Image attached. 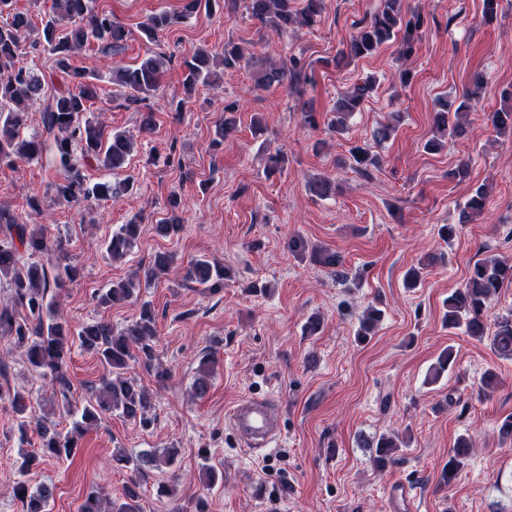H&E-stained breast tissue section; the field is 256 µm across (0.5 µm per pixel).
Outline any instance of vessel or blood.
Returning <instances> with one entry per match:
<instances>
[{
	"mask_svg": "<svg viewBox=\"0 0 512 512\" xmlns=\"http://www.w3.org/2000/svg\"><path fill=\"white\" fill-rule=\"evenodd\" d=\"M237 435L252 448L269 447L282 432L281 418L269 399L248 397L229 413Z\"/></svg>",
	"mask_w": 512,
	"mask_h": 512,
	"instance_id": "obj_1",
	"label": "vessel or blood"
}]
</instances>
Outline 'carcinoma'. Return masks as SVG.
<instances>
[{
  "instance_id": "1",
  "label": "carcinoma",
  "mask_w": 512,
  "mask_h": 512,
  "mask_svg": "<svg viewBox=\"0 0 512 512\" xmlns=\"http://www.w3.org/2000/svg\"><path fill=\"white\" fill-rule=\"evenodd\" d=\"M179 12L158 11L151 13L141 25L142 37L153 44L159 33L170 30L183 19L200 12L212 14L221 0H182ZM246 10L268 31L283 36L298 29L314 27L320 22L324 0H244ZM11 0H0V15L7 19L0 23V162L32 161L42 156L47 141L37 136L24 138L21 127L25 113L38 107L45 132L53 137L54 163L60 179L51 185V193L58 200L67 202L109 201L130 190L128 181L100 180L89 182L84 169L94 163L99 167L118 171L125 167L133 150V138L124 132L109 137L99 121L89 116L93 101L98 98L95 71L72 66L73 56L97 42L108 48H117L125 40L122 25L112 16L96 10V0H53L49 13L35 27L31 17L22 12H10ZM427 17L421 11L409 15L402 9V0H380L377 9L357 24L356 32L349 39L346 56L351 60L374 55L383 45L398 42L401 59L409 60L421 41ZM43 51L51 59L54 69L61 74L63 86L55 89L50 99H45V76L32 66L20 64L19 58L27 49ZM254 57L246 56L242 46L233 41L224 42L219 52L199 49L182 62L183 89L186 95L195 93L198 86H208L219 78L218 70L238 69L252 63ZM163 68V55L146 50L142 61L134 66L112 68V83L125 89V101L135 107L140 127L152 128L154 114L143 109V103L157 92ZM253 78L255 84L269 88L289 82L297 95L311 83L310 64L300 56L292 55L286 62L258 61ZM473 86L462 96L438 103L434 116V136L427 141L426 149L436 152L445 147L446 140L462 137L468 124L460 117L471 112L477 100L483 76H472ZM372 86L367 82L356 83L337 100L333 108L331 125L341 127L346 117L361 110ZM235 112L237 102H224V119L221 122L220 141L236 132ZM491 122L499 133L512 134V109H501L491 115ZM349 166L361 176H370L380 166L378 155L370 148L353 145L349 149ZM489 198L488 188L478 186L471 191L460 209L458 223L441 228V237L453 240L458 227L469 224L481 214ZM137 219L112 233L106 251L112 260L124 258L134 247L139 236ZM63 241L50 244L44 233L34 224H20L6 208L0 207V278L5 279L11 297L0 303V341L9 349L25 356L32 370L50 378L62 396L71 391V351L78 346L96 357L109 369L110 377L103 380L97 394L80 408L65 406V413L73 417L72 427L66 432L45 418L31 417V406L18 392H5L0 388V402H9L15 415L20 438L27 437L34 428L38 437L37 447L25 451L17 461V480L14 495L24 506V512H47L52 497L49 487H31L26 479L30 471L51 460L64 461L77 448V438L90 427L98 425L104 415L118 411L130 420L146 426L147 412L151 408L150 394L126 377L133 363L142 364L163 382L168 372L154 366V342L157 336L156 316L150 304L143 303L138 313L123 329L114 331L107 322L96 321L73 331L62 319L49 298L53 288H63L78 276L77 268L67 263ZM172 262L167 252L154 255L145 272L144 280L135 275L112 283L100 295V304L111 306L129 302L138 295L141 284L167 274ZM185 278L195 286L210 293L224 289L231 278L230 270L206 259L190 262ZM512 283V263L495 257L476 261L468 272L463 287L448 296L445 322L450 328L464 329L474 337H488L498 355L512 357V312L496 318L493 327L484 321L489 303L498 296L504 285ZM381 311L370 306L363 312L362 332L371 335L380 321ZM471 447V441L461 438L448 452V464L442 471V480L451 484L457 470ZM396 444L389 437H381L376 445L372 463L384 470L395 462ZM115 465L131 470L139 480L124 489L123 498L107 500L95 494L86 496L81 512H141L138 503L141 481L155 470L175 462V453L159 455L143 451L137 455L121 452L112 457Z\"/></svg>"
}]
</instances>
